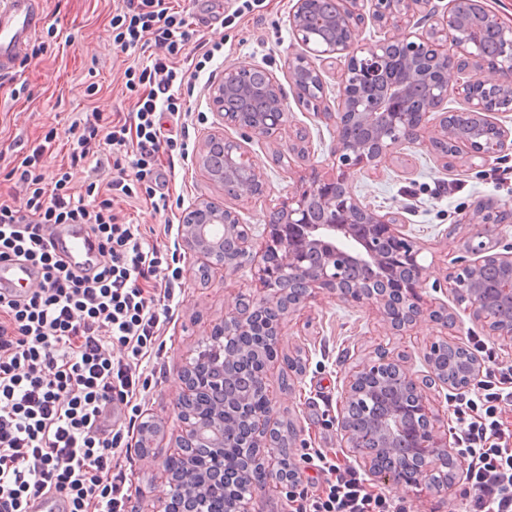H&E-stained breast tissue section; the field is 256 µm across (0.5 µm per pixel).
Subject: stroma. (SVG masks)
<instances>
[{
  "label": "stroma",
  "instance_id": "stroma-1",
  "mask_svg": "<svg viewBox=\"0 0 512 512\" xmlns=\"http://www.w3.org/2000/svg\"><path fill=\"white\" fill-rule=\"evenodd\" d=\"M296 0H265L262 11L247 13L233 23L212 22L217 9L232 12L233 4L219 0H192L188 6L192 26L209 42H223L213 60V79H220L226 67L255 64L273 71L281 82L288 107V122L281 133L270 138L242 139L239 129L224 124L209 102V86L198 82L186 100L190 143L201 148L211 133L243 140L257 166L266 176L264 196L229 200L223 188L206 177L198 158L171 170L170 184L180 206L170 213L153 210L145 202L123 205L128 222L142 230H154L160 249L173 255L180 274L176 293L180 304L166 324L159 354L143 359L140 370L147 386L136 397L140 420H155L159 430L150 439L148 451H141L140 431L128 418L115 427L129 435V445L112 461V473L125 483L130 499L142 512H159L169 486L159 467L175 447L180 374L189 358L205 340L209 329L223 323L238 293L254 289L250 266L212 276L200 283L193 274L196 257L176 228L183 210L191 204L212 199L227 202L240 223L249 225L255 238H262L270 207L301 185L311 170L329 171L336 129L299 106L288 81L287 60L299 53L294 41L289 13ZM114 0H47L48 22L59 37L51 41L43 55L20 72V79L32 91L31 99L12 97L11 83H0V150L19 140H31L55 130L57 138L46 154V170L54 172L66 162L69 129L92 112H129L135 99L126 89L125 68L136 61L133 52L123 53L112 44L109 19ZM97 83L98 92L86 97L88 83ZM306 134L309 156L301 159L286 152L285 144L296 132ZM351 193L376 208L397 213L406 234L420 250L418 260L426 268L422 288L424 300L433 306L458 305L448 290L452 260L464 255L475 228L468 222L475 212L492 217L512 206V154L488 165H470L453 158L444 164L430 149L403 145L381 167L377 177L354 173ZM442 327L422 317L411 335L386 336L376 313L366 306L347 304L333 295L320 294L316 301L282 318L280 355H300L301 371L277 363L269 374L277 420H292L297 438L292 459L300 468L301 480L294 498L285 489L269 484L252 502V512H296L304 500L321 494L324 475L313 463L315 454L342 462L355 457L342 447L336 424L338 401L347 372L357 364L376 359L379 349L401 356L408 368L426 377L429 368L424 354L430 341L439 339ZM366 487L403 499L408 512H464L462 491L465 480H457L444 495L414 497L401 488L383 486L365 477Z\"/></svg>",
  "mask_w": 512,
  "mask_h": 512
}]
</instances>
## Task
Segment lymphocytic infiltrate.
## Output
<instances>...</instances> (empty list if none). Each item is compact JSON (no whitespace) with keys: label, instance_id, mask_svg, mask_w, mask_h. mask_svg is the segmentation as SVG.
Here are the masks:
<instances>
[{"label":"lymphocytic infiltrate","instance_id":"1","mask_svg":"<svg viewBox=\"0 0 512 512\" xmlns=\"http://www.w3.org/2000/svg\"><path fill=\"white\" fill-rule=\"evenodd\" d=\"M110 27L116 49L147 53L148 61L124 71L132 112H96L71 126L72 164L94 163L106 179L77 188L67 168L47 175L51 132L0 172V258H23L43 277L23 298L0 299V512H32L49 492L65 512H126L128 495L112 477V451L126 441L107 420L144 387L142 360L159 351L173 315L179 275L162 274L163 253L118 205L141 197L154 210L171 209L160 153L187 159V142L171 128L187 117L192 82L222 46L198 40L174 0H123ZM186 59L192 71L181 68ZM57 224L84 226L94 238V276L53 253ZM487 362L479 390L453 403L458 444L470 460L466 512H512V431L502 420L503 405H512V364L492 354ZM320 469L327 487L304 512H406L402 502L369 492L354 467L325 459Z\"/></svg>","mask_w":512,"mask_h":512}]
</instances>
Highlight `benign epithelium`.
I'll return each mask as SVG.
<instances>
[{"label":"benign epithelium","instance_id":"obj_1","mask_svg":"<svg viewBox=\"0 0 512 512\" xmlns=\"http://www.w3.org/2000/svg\"><path fill=\"white\" fill-rule=\"evenodd\" d=\"M330 21L338 35L324 40L309 25L310 0H296L290 14L294 40L302 47L288 62L289 81L298 68L309 66L315 55L339 66L336 79L340 89L336 110L315 104L316 117L336 126L331 171L311 170L308 183L288 194L272 207L263 242L255 241L249 225L237 223L238 215L223 203L202 201L188 208L182 219L181 234L200 257L199 271L206 274L235 270L247 263L254 267L256 295L241 297L236 307L225 314L224 322L214 326L209 337L261 336L263 358L256 372V386L264 404L246 410L249 434L232 443L246 462V469L262 471L268 481L293 487L297 476L284 477L283 456L287 449L273 440L269 432L275 410L268 376L278 362L281 320L266 319L267 311L280 307L288 292L286 281L297 279L304 288L288 302L295 310L328 292L337 300L369 306L379 313L384 328L391 335L410 331L424 316L448 327L460 317L446 310L425 306L421 295L425 266L418 262L420 249L403 233V225L393 212L380 211L361 202L350 192L336 197V185H344L355 171H372L402 144L424 145L431 149L451 141L455 155L467 161L488 163L503 153L512 152V127L494 117L488 101L475 92L479 84L496 88L512 97V21L506 22L492 11L487 0H448L443 9H433L431 0H375L372 20L385 29L384 38L367 47L361 38L365 16L361 0H330ZM493 25L498 32V54L493 64L485 62L475 29L466 14ZM262 73L263 84L251 86L248 73ZM465 103L461 116L473 128L491 126L495 135L488 145H479L449 123L450 114L435 115L449 93ZM230 93L259 95L266 111L250 114L246 129L256 136L270 137L286 125L285 99L277 76L255 65L224 69L223 77L211 85L209 100L224 123L241 126L238 117L224 113V97ZM224 171L240 176L234 199L256 197L265 191L264 172L254 163L245 147L224 139ZM224 229L234 240V255L224 257L215 245L217 229ZM397 252L408 251L411 264L400 288L375 292L362 282H347L337 271L336 257L347 256L359 265L371 268L392 267L389 246ZM473 260L448 277V288L463 313L483 322L492 335L512 341V320L495 311L484 293L479 270L484 262L485 244L470 245ZM237 353L229 348L214 360L203 358L200 364L212 366L219 378L230 371ZM448 387L452 380L431 372V378H419L400 361L387 354L354 366L345 384L336 417L343 446L351 449L361 467L383 484L396 485L413 495L448 492L455 475H463L464 458L452 451L448 436L441 434L439 414L427 382ZM392 384L400 394L398 404L376 423L357 428L350 419L353 402L381 385ZM209 391L203 376L182 372V387L176 409L180 421L177 451L185 463V472L170 476V491L163 502V512H173L182 503L184 490L199 491L193 479V458L199 448L223 447L228 434L217 411L188 414L191 405L205 401ZM253 494L231 491L226 512H251Z\"/></svg>","mask_w":512,"mask_h":512}]
</instances>
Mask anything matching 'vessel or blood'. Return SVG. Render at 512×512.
<instances>
[{
	"instance_id": "1",
	"label": "vessel or blood",
	"mask_w": 512,
	"mask_h": 512,
	"mask_svg": "<svg viewBox=\"0 0 512 512\" xmlns=\"http://www.w3.org/2000/svg\"><path fill=\"white\" fill-rule=\"evenodd\" d=\"M46 22L44 0H0V74L19 64ZM51 239L73 265L88 264L95 253L85 232L72 225L53 229ZM24 284H38L31 268L13 256L0 260V289L13 294Z\"/></svg>"
}]
</instances>
